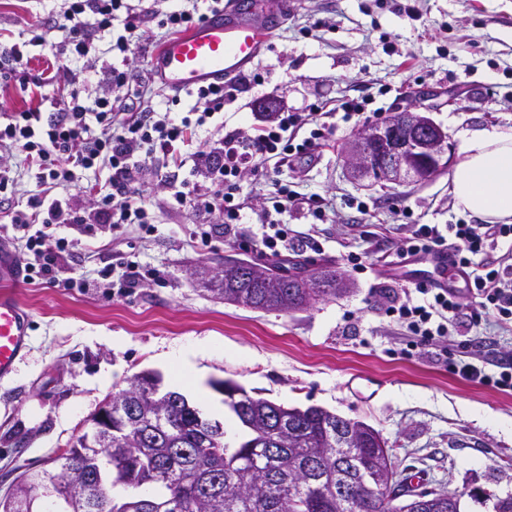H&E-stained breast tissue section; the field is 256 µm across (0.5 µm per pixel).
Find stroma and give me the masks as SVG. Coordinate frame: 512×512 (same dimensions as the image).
Segmentation results:
<instances>
[{
	"label": "stroma",
	"instance_id": "obj_1",
	"mask_svg": "<svg viewBox=\"0 0 512 512\" xmlns=\"http://www.w3.org/2000/svg\"><path fill=\"white\" fill-rule=\"evenodd\" d=\"M170 7L169 0H140L142 38L128 54L110 51L123 31L118 22L96 40L95 52L73 60L58 51L63 0H0V44L19 45L25 72L40 81L36 87L0 83V113L51 111L62 97L66 66L94 95L104 92L109 66L125 62L150 76L147 56L166 39L153 12ZM252 70L260 84L225 103L223 126L205 127L200 138L251 131L264 120L259 103L269 98L295 112L321 100L372 99L311 160L273 175L249 173L243 181L256 209L276 181L330 201L326 222L288 216L296 232L288 256L306 269L332 264L348 292L288 312L224 303L200 283L201 273L228 256L254 262L272 254L243 246L245 225L238 242L221 234L200 240L194 212L170 205L165 168L155 164L144 191L152 229L131 224L78 245L73 255L92 277L106 262L131 257L145 273L136 288L84 291L46 279L16 290L32 314V330L15 374L0 382V495L26 468L51 467L102 401L134 374L153 371L163 390H177L173 366L187 356L204 389L197 406L224 424L227 442H236L242 428L210 389L213 379L233 380L254 397L365 421L387 442L398 474L459 494L463 512H492V497L512 494V394L453 375L435 354L400 355L402 331L383 306L385 291L410 282L406 268L385 259L398 225L473 218L455 208L448 171L419 184L381 186L355 179L343 151L359 129L387 119L422 91L429 92V116L450 146L465 131L512 127V0H288L281 28ZM0 160L15 180L0 212V246L17 255L10 213L25 208L37 179L21 149ZM359 201L366 212L356 209ZM306 234L319 249L305 247ZM354 252L369 263L367 272L353 270Z\"/></svg>",
	"mask_w": 512,
	"mask_h": 512
}]
</instances>
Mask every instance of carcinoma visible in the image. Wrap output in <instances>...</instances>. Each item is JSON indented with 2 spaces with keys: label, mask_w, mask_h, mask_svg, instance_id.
I'll return each instance as SVG.
<instances>
[{
  "label": "carcinoma",
  "mask_w": 512,
  "mask_h": 512,
  "mask_svg": "<svg viewBox=\"0 0 512 512\" xmlns=\"http://www.w3.org/2000/svg\"><path fill=\"white\" fill-rule=\"evenodd\" d=\"M285 260L271 261L264 281L245 278L247 260L224 258L223 276L211 292L227 303L254 310H299L318 300L343 293L336 269L330 264L317 278L284 273ZM225 405L248 435L238 447L224 442L218 421L202 416L181 393L170 392L165 419L147 396V389L124 388L112 394L137 408L139 416L122 432L112 433V467L120 468L128 485L150 484L152 493L129 495L127 490L105 492L80 484L78 495L93 499V512H461V496L440 495L425 500H405L389 507L362 485L386 474L397 477L392 460L375 447L374 428L327 409L287 407L251 396L243 387ZM352 431L354 463L336 454V428ZM52 469L26 470L17 479L39 486L49 476L66 479L68 472H85L78 461L63 453Z\"/></svg>",
  "instance_id": "cac0c4a2"
}]
</instances>
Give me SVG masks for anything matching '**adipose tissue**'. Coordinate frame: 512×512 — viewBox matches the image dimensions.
Returning <instances> with one entry per match:
<instances>
[{
    "mask_svg": "<svg viewBox=\"0 0 512 512\" xmlns=\"http://www.w3.org/2000/svg\"><path fill=\"white\" fill-rule=\"evenodd\" d=\"M448 190L458 211L488 224H511L512 127L463 133Z\"/></svg>",
    "mask_w": 512,
    "mask_h": 512,
    "instance_id": "1",
    "label": "adipose tissue"
}]
</instances>
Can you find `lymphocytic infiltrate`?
<instances>
[{
  "instance_id": "f902f5d3",
  "label": "lymphocytic infiltrate",
  "mask_w": 512,
  "mask_h": 512,
  "mask_svg": "<svg viewBox=\"0 0 512 512\" xmlns=\"http://www.w3.org/2000/svg\"><path fill=\"white\" fill-rule=\"evenodd\" d=\"M64 18L66 44L79 58L89 55L96 36L116 19H123L124 33L117 38L115 50L127 52L139 38L136 16L128 11L127 0H65ZM70 81L71 89L54 111L14 113L0 128V147H22L40 185L26 208L11 218L23 232L25 281L59 277L66 287L85 291L101 287L109 278L117 279L120 287H134L140 279L138 263L126 260L109 265L94 279L70 276L72 242L61 239L55 247H44V227L64 225L93 239L128 224H148L144 175L156 159L164 158L169 167L165 184L176 206H190L201 226L218 222L225 231H232L245 219L240 184L244 174L258 170L274 174L295 159L312 156L335 134L338 121L364 113L369 103L365 97L347 98L336 107L314 104L306 113L284 110L277 113L273 125L249 134L228 131L185 160L177 155V147L192 142L198 130L223 114L225 102L246 91L251 77L190 91L194 103L183 117L143 106L144 82L126 69L107 73L105 82L111 91L102 96H89L80 88L78 74H71ZM74 166L107 171L111 191L102 204L85 207L74 197L57 196V188L70 180ZM296 210L324 222L329 202L274 183L251 230V243L275 254L287 249L290 230L285 218ZM443 248L455 252L454 266L463 289L435 288L420 280L391 298L386 313L405 328L407 350L440 348L452 373L511 394L512 357L488 367L465 354L452 356L451 348L456 336L478 333L483 322L512 326V224H407L395 256L402 264ZM464 293L471 298L466 308L460 303Z\"/></svg>"
}]
</instances>
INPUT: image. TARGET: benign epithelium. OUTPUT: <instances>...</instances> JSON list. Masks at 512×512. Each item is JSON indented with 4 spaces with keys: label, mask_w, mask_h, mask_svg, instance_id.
I'll use <instances>...</instances> for the list:
<instances>
[{
    "label": "benign epithelium",
    "mask_w": 512,
    "mask_h": 512,
    "mask_svg": "<svg viewBox=\"0 0 512 512\" xmlns=\"http://www.w3.org/2000/svg\"><path fill=\"white\" fill-rule=\"evenodd\" d=\"M446 136L437 124L417 106L399 107L381 123L365 126L347 144L345 164L354 175L375 169L378 181L403 186L419 182L438 173L446 161ZM136 383L148 388L152 396L162 395L161 380L152 373L139 374ZM125 418L120 412L112 414V403L102 405L90 419V432L75 448L86 460L87 470L94 472L101 486L120 483L117 471L112 469V451L103 450V432H112V420ZM66 512L72 503L60 502L52 493H28L23 507L28 512H42L48 504Z\"/></svg>",
    "instance_id": "7a95c632"
}]
</instances>
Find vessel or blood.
<instances>
[{
  "mask_svg": "<svg viewBox=\"0 0 512 512\" xmlns=\"http://www.w3.org/2000/svg\"><path fill=\"white\" fill-rule=\"evenodd\" d=\"M286 0H232L223 13L168 38L150 56L149 66L162 88L178 93L241 76L266 40L283 23ZM453 253H432L430 279L444 284ZM20 260L0 252V381L10 379L30 339V311L14 289L20 284Z\"/></svg>",
  "mask_w": 512,
  "mask_h": 512,
  "instance_id": "1",
  "label": "vessel or blood"
}]
</instances>
